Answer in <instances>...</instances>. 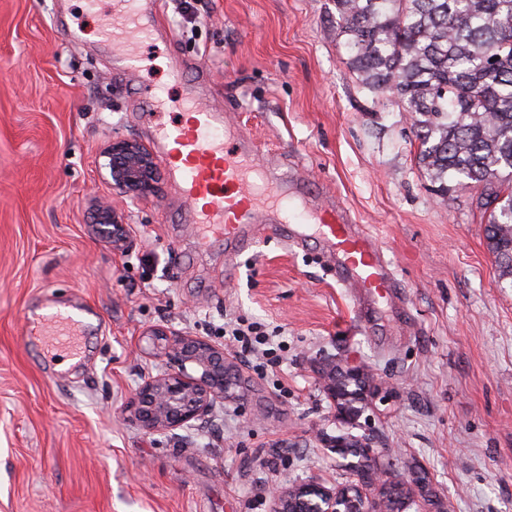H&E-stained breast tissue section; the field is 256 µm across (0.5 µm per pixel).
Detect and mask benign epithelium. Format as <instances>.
Returning a JSON list of instances; mask_svg holds the SVG:
<instances>
[{
	"instance_id": "7a95c632",
	"label": "benign epithelium",
	"mask_w": 512,
	"mask_h": 512,
	"mask_svg": "<svg viewBox=\"0 0 512 512\" xmlns=\"http://www.w3.org/2000/svg\"><path fill=\"white\" fill-rule=\"evenodd\" d=\"M105 168L111 178L112 190L123 199H145L159 193V176L154 156L135 139H114L103 150ZM95 234L122 253L129 246V232L123 212L112 204L97 210ZM156 340L167 342L173 368L144 383L130 400L135 419L147 432H166L190 425L191 421L211 410L218 400L229 397L232 381L227 354L196 336L178 335L157 328ZM196 366L192 375L187 365ZM324 388L336 405V417L346 423L355 418L349 405V383L360 386L356 397L364 399L363 386L367 375L363 368L350 365L339 376H321ZM338 453L348 448L363 449V457L377 455L363 440L341 434L330 440ZM271 512H384L388 497L378 502L368 500L356 485L338 489L317 482L293 484L271 491Z\"/></svg>"
}]
</instances>
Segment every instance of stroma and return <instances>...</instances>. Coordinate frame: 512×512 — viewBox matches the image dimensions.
Masks as SVG:
<instances>
[{"mask_svg": "<svg viewBox=\"0 0 512 512\" xmlns=\"http://www.w3.org/2000/svg\"><path fill=\"white\" fill-rule=\"evenodd\" d=\"M191 2L188 23L162 0L176 37L141 46L130 75L99 43L112 0L92 12L85 0H0V512H270L273 487L356 482L321 442L344 431L380 450L388 480L414 486L405 512H512V285L488 249L478 189L441 203L408 113L348 67L333 0ZM174 63L260 153L375 235L401 306L359 321L316 245L261 225L232 258L223 238L199 244L166 176L159 199L124 203L126 252L97 239L93 205L115 199L101 152L115 138L148 143L138 110L154 90L180 98ZM36 295L100 315L68 373L25 345ZM236 319L279 329L270 365L225 342ZM155 327L224 348L234 376L225 401L162 433L127 409L170 367L148 345ZM327 363L371 376L352 424L336 421L319 381Z\"/></svg>", "mask_w": 512, "mask_h": 512, "instance_id": "1", "label": "stroma"}]
</instances>
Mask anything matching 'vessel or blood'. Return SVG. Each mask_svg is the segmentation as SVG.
Segmentation results:
<instances>
[{
	"label": "vessel or blood",
	"mask_w": 512,
	"mask_h": 512,
	"mask_svg": "<svg viewBox=\"0 0 512 512\" xmlns=\"http://www.w3.org/2000/svg\"><path fill=\"white\" fill-rule=\"evenodd\" d=\"M160 8L161 0H114L100 38L113 46L115 67L137 70V46L174 40L173 30L158 21ZM166 105L163 93L157 92L146 107V117L154 124L149 146L177 186L189 222L202 235H223L230 255L252 246V228L258 224L268 225L294 247L317 240L333 261L337 284L355 290L359 318H366L374 305L400 304L401 282L383 246L354 223L338 197L318 198L305 218H297L295 194L271 171L249 133L230 124L222 109L201 103L189 87L178 102L179 121L162 122ZM23 333L75 358L84 352V324L70 316L44 315L40 325L25 322Z\"/></svg>",
	"instance_id": "vessel-or-blood-1"
}]
</instances>
